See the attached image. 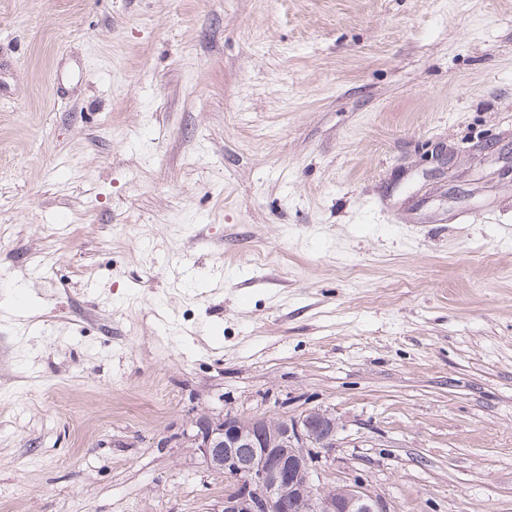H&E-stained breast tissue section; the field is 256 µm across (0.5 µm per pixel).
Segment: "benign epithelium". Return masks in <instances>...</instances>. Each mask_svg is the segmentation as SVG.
Here are the masks:
<instances>
[{"mask_svg": "<svg viewBox=\"0 0 512 512\" xmlns=\"http://www.w3.org/2000/svg\"><path fill=\"white\" fill-rule=\"evenodd\" d=\"M185 438L226 482L217 512H384L360 481L315 484L321 450L336 447L338 422L313 409L299 417L201 412Z\"/></svg>", "mask_w": 512, "mask_h": 512, "instance_id": "7a95c632", "label": "benign epithelium"}]
</instances>
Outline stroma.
Wrapping results in <instances>:
<instances>
[{"instance_id": "stroma-1", "label": "stroma", "mask_w": 512, "mask_h": 512, "mask_svg": "<svg viewBox=\"0 0 512 512\" xmlns=\"http://www.w3.org/2000/svg\"><path fill=\"white\" fill-rule=\"evenodd\" d=\"M314 408L512 512V0H0V512H212L191 417Z\"/></svg>"}]
</instances>
